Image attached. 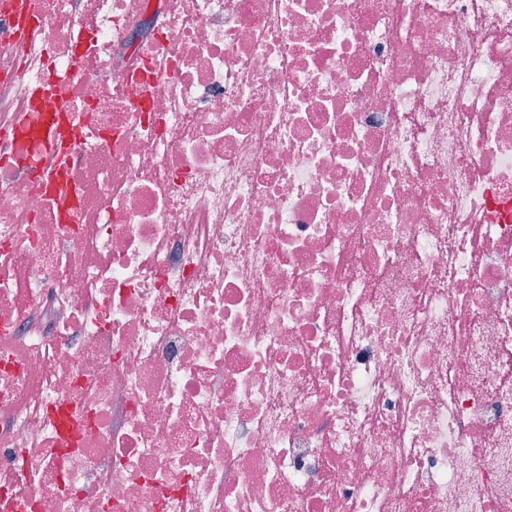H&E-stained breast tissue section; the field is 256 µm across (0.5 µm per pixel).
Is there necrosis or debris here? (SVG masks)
Wrapping results in <instances>:
<instances>
[{
    "label": "necrosis or debris",
    "instance_id": "necrosis-or-debris-1",
    "mask_svg": "<svg viewBox=\"0 0 512 512\" xmlns=\"http://www.w3.org/2000/svg\"><path fill=\"white\" fill-rule=\"evenodd\" d=\"M29 15L0 512H512V0Z\"/></svg>",
    "mask_w": 512,
    "mask_h": 512
}]
</instances>
